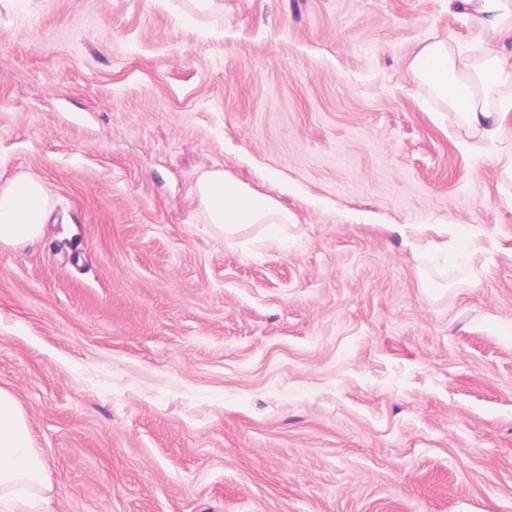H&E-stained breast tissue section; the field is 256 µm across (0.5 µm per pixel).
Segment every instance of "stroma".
<instances>
[{"instance_id":"1","label":"stroma","mask_w":512,"mask_h":512,"mask_svg":"<svg viewBox=\"0 0 512 512\" xmlns=\"http://www.w3.org/2000/svg\"><path fill=\"white\" fill-rule=\"evenodd\" d=\"M445 0H0V388L50 512H512V111L414 79ZM221 168L295 216L205 222ZM50 197L37 176L21 174L0 187V245L21 247L38 241Z\"/></svg>"}]
</instances>
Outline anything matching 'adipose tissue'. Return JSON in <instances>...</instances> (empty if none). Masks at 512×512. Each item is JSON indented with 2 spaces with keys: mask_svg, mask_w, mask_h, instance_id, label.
Returning <instances> with one entry per match:
<instances>
[{
  "mask_svg": "<svg viewBox=\"0 0 512 512\" xmlns=\"http://www.w3.org/2000/svg\"><path fill=\"white\" fill-rule=\"evenodd\" d=\"M448 10L468 16L484 33L478 59L462 55L441 41L425 44L410 64L437 99L459 119L460 136L493 140L500 136L503 116L512 100L488 106L490 96L512 85V73L500 65L497 46L512 39V0H448ZM205 219L219 236L232 239L254 225L261 238L279 239L292 217L275 198L236 180L221 169L201 174L195 183ZM50 197L37 176L21 174L0 186V245L21 247L38 241ZM53 490L43 457L33 445L28 419L14 395L0 389V512L17 506L46 505Z\"/></svg>",
  "mask_w": 512,
  "mask_h": 512,
  "instance_id": "ef3b65f1",
  "label": "adipose tissue"
}]
</instances>
